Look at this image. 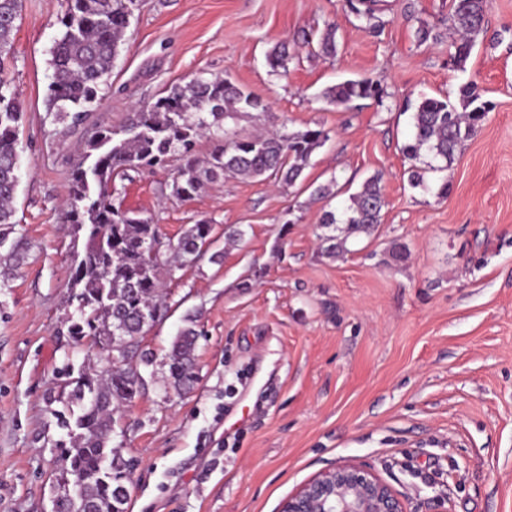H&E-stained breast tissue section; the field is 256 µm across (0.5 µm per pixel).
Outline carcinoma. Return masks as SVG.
Here are the masks:
<instances>
[{"mask_svg": "<svg viewBox=\"0 0 512 512\" xmlns=\"http://www.w3.org/2000/svg\"><path fill=\"white\" fill-rule=\"evenodd\" d=\"M488 0H450L448 31L456 35L455 51L448 64L460 68L478 39L484 36ZM357 19L373 36L382 33L385 21L379 0H346ZM135 0H66L59 20L61 34L51 50L53 69L46 100L47 112L56 121L82 123L88 108L100 100L99 89L111 71L123 41ZM22 0H0V262H18L25 248L21 239H9L13 228L14 199L19 181L18 129L21 105L12 89L7 66L12 40L21 18ZM336 26L303 34L302 45L311 55L336 53ZM270 65L288 71V45L277 44L267 54ZM387 92L369 79H348L323 92L330 105L351 108L357 100L384 105ZM477 84L458 89V102L423 97L413 113L411 142L403 148L411 161H422L427 170L442 172L456 152L482 126L491 111ZM267 114L270 106L228 79L200 73L190 81L170 87L167 95L128 113L118 128L104 129L85 142L82 161L69 174L67 207L71 223L85 238L83 251L70 280L68 301L80 318L71 323L73 336H90L103 353L107 366L83 373L71 381L72 389L55 401L63 403L73 418L70 446L64 447L65 473L85 478L79 501L66 500V479L58 483L56 498L65 501L64 512H126L129 464L110 447L112 407L130 403L144 388L141 368L153 366V356L139 352L138 338L150 328L152 315H164L159 295L162 275L177 259H196L211 238L204 220L187 227L177 241L164 239L160 256L145 250L160 234L159 225L116 202L115 178L129 170L166 168L178 162L171 195L194 196L207 182L226 176L256 178L264 175L293 184L312 152L328 138L327 132L308 128L296 133L244 134L228 123L252 113ZM213 148L206 160L197 157L200 138ZM376 174L344 206L343 224L327 210L320 219L324 253L338 257L350 252L351 239L374 235L382 224L386 199ZM174 338L166 355L168 387L180 393L196 380V357L201 333L196 320Z\"/></svg>", "mask_w": 512, "mask_h": 512, "instance_id": "obj_1", "label": "carcinoma"}]
</instances>
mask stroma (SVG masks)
<instances>
[{
  "label": "stroma",
  "instance_id": "1",
  "mask_svg": "<svg viewBox=\"0 0 512 512\" xmlns=\"http://www.w3.org/2000/svg\"><path fill=\"white\" fill-rule=\"evenodd\" d=\"M382 8L375 38L345 0H137L100 102L73 126L46 114L65 0H23L10 61L23 112L13 235L28 258L0 267V512H51L68 438L53 398L67 370L105 365L91 337L68 331L82 241L65 200L79 148L200 72L270 105L272 118H241L242 132L320 127L328 139L291 185L226 178L180 200L172 169L123 179L125 208L171 239L208 220L222 255L165 279L167 312L141 339L155 372L114 415L122 456L138 461L127 512H277L343 462L370 467L406 512H512V0H489L487 35L460 69L451 38H416L420 22L447 18L448 0ZM329 23L335 56L302 49L287 71L269 66L273 44ZM348 78L380 81L384 106L326 104L322 91ZM469 81L493 109L446 174L411 187L410 103L456 100ZM375 174L387 202L377 233L328 257L321 214ZM331 182L337 196L318 198ZM233 229L243 237L229 247ZM395 242L409 250L400 263ZM189 313L204 334L197 381L179 394L165 390L162 362Z\"/></svg>",
  "mask_w": 512,
  "mask_h": 512
}]
</instances>
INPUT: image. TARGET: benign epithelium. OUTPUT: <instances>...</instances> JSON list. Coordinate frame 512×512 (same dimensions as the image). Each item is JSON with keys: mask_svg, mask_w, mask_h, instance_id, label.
Returning a JSON list of instances; mask_svg holds the SVG:
<instances>
[{"mask_svg": "<svg viewBox=\"0 0 512 512\" xmlns=\"http://www.w3.org/2000/svg\"><path fill=\"white\" fill-rule=\"evenodd\" d=\"M279 512H404L399 494L365 465L319 471L290 493Z\"/></svg>", "mask_w": 512, "mask_h": 512, "instance_id": "obj_1", "label": "benign epithelium"}]
</instances>
